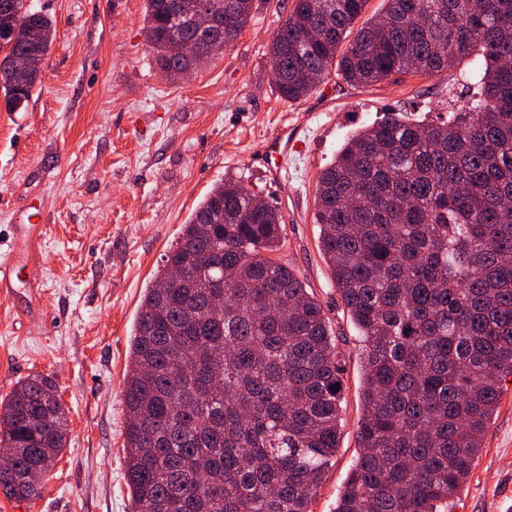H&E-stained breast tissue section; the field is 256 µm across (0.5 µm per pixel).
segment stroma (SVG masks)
<instances>
[{
    "mask_svg": "<svg viewBox=\"0 0 512 512\" xmlns=\"http://www.w3.org/2000/svg\"><path fill=\"white\" fill-rule=\"evenodd\" d=\"M27 2L53 18L56 36L26 109L7 111L0 96V255L13 213L43 234L36 278L20 273L13 297L0 296V400L27 376L51 377L69 443L40 495H0V512H131L122 390L138 308L183 224L227 179L278 207V257L320 300L345 355L339 447L312 505L333 512L359 452L363 359L319 250L317 178L352 131L385 112L447 120L479 80V60L361 88L332 72L319 92L289 103L271 80L269 48L293 0H258L235 46L178 80L146 43L145 0ZM287 130L298 143L277 181L254 152ZM450 512H512L511 382Z\"/></svg>",
    "mask_w": 512,
    "mask_h": 512,
    "instance_id": "35a3bbf8",
    "label": "stroma"
}]
</instances>
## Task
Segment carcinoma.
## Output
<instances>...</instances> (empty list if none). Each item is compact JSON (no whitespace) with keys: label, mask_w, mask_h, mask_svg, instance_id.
Returning <instances> with one entry per match:
<instances>
[{"label":"carcinoma","mask_w":512,"mask_h":512,"mask_svg":"<svg viewBox=\"0 0 512 512\" xmlns=\"http://www.w3.org/2000/svg\"><path fill=\"white\" fill-rule=\"evenodd\" d=\"M144 36L164 74L209 59L193 0H145ZM294 0L273 36L280 97L307 98L329 69L350 86L484 73L446 122L394 112L349 136L319 174V250L363 352L359 454L334 512H448L512 377V0ZM224 47L256 0H214ZM6 105L35 86L12 60L45 61L51 18L0 0ZM360 27H355V24ZM275 206L216 184L164 256L140 304L122 391L132 512H311L336 457L342 352L313 291L274 258ZM183 276L171 280L169 263ZM340 389H334L335 385ZM54 380L0 401V494L25 501L68 442Z\"/></svg>","instance_id":"cac0c4a2"}]
</instances>
